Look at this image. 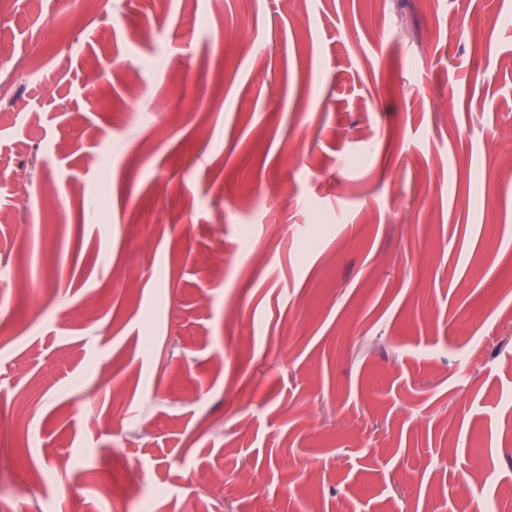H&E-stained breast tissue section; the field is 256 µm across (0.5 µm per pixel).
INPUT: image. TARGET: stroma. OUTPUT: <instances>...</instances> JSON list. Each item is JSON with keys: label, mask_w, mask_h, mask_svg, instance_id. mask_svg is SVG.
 <instances>
[{"label": "stroma", "mask_w": 512, "mask_h": 512, "mask_svg": "<svg viewBox=\"0 0 512 512\" xmlns=\"http://www.w3.org/2000/svg\"><path fill=\"white\" fill-rule=\"evenodd\" d=\"M492 126L512 0L0 6V512H512Z\"/></svg>", "instance_id": "obj_1"}]
</instances>
